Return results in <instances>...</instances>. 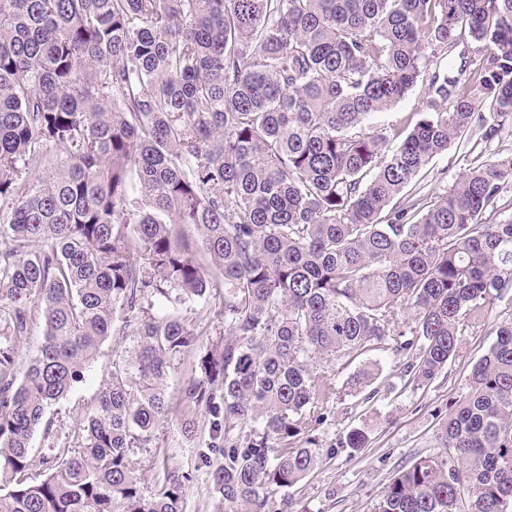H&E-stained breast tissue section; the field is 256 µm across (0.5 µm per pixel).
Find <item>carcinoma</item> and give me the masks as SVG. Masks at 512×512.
I'll return each mask as SVG.
<instances>
[{"label": "carcinoma", "mask_w": 512, "mask_h": 512, "mask_svg": "<svg viewBox=\"0 0 512 512\" xmlns=\"http://www.w3.org/2000/svg\"><path fill=\"white\" fill-rule=\"evenodd\" d=\"M439 57L390 148L369 119ZM472 134L512 136V0H0V512H184L179 476L147 497L129 460L174 418L223 457L220 510L266 512L322 461L324 360L393 341L411 382L434 380L486 306L512 304V217L494 219L512 152L410 193ZM210 299L222 339L174 408L169 369L211 335L182 311ZM114 335L131 346L33 473L47 411ZM374 512H512V318L440 451Z\"/></svg>", "instance_id": "1"}]
</instances>
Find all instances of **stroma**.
Instances as JSON below:
<instances>
[{
	"label": "stroma",
	"mask_w": 512,
	"mask_h": 512,
	"mask_svg": "<svg viewBox=\"0 0 512 512\" xmlns=\"http://www.w3.org/2000/svg\"><path fill=\"white\" fill-rule=\"evenodd\" d=\"M475 157L463 145L433 158L421 173L423 192L435 197L450 187ZM512 318V307L498 302L487 309L483 330L462 337L459 352L430 384H409L401 371L405 356L393 350H374L344 356L325 363L324 370L336 394L325 405L324 417L312 424V435L321 443L323 460L303 481L289 487L286 495H274L270 512L288 507L290 512H373L383 487L398 469L420 456L437 453V434L448 411L468 391L467 379L475 363L496 340V323ZM122 337H110L100 348L84 380L55 404L50 416L56 425L69 426L74 417L96 398L115 354L124 350ZM379 362L378 379L358 396L347 395L348 378L369 362ZM355 429L367 435L364 448L345 447L347 434ZM159 455L166 465L143 464V451L131 460L137 469L143 493H151L164 469L186 475L184 512H216L211 474L197 455L195 441L186 439L176 424L159 436Z\"/></svg>",
	"instance_id": "obj_1"
}]
</instances>
